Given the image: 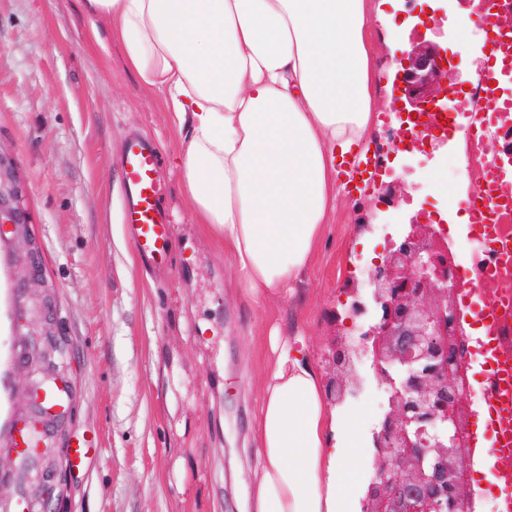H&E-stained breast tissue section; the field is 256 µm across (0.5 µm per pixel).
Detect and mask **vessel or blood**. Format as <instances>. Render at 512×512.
Segmentation results:
<instances>
[{"label":"vessel or blood","instance_id":"obj_1","mask_svg":"<svg viewBox=\"0 0 512 512\" xmlns=\"http://www.w3.org/2000/svg\"><path fill=\"white\" fill-rule=\"evenodd\" d=\"M512 66V34L497 33L489 56L488 71L498 75ZM498 93L496 86H484L482 107L475 126L489 132L495 126ZM161 155L152 144L128 139L123 148L122 178L126 197L124 221L133 230L138 253L149 261L164 262L170 252L172 226L160 204L156 175ZM377 170L374 157L363 151L352 152L344 163L347 190H357ZM458 305L465 319L476 329L471 342L479 360L487 368L476 394L483 403L474 420L476 432L484 438L476 445L477 454L494 461L495 481L491 491L498 499V512H512V299L491 301L483 288H464Z\"/></svg>","mask_w":512,"mask_h":512}]
</instances>
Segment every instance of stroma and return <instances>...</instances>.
I'll list each match as a JSON object with an SVG mask.
<instances>
[{
  "instance_id": "35a3bbf8",
  "label": "stroma",
  "mask_w": 512,
  "mask_h": 512,
  "mask_svg": "<svg viewBox=\"0 0 512 512\" xmlns=\"http://www.w3.org/2000/svg\"><path fill=\"white\" fill-rule=\"evenodd\" d=\"M391 24L367 29L379 103L363 146L384 181L400 182L398 208L364 185L346 194L326 224L302 299L242 304L224 246L198 224L180 189L175 160L184 136L160 98L142 90L117 42L101 48L82 0H0V144L13 157L28 200L27 232L0 239V505L37 497L10 449L12 426L31 413L29 390L48 362L37 341L51 325L71 390L58 428L60 452L82 447L49 512H246L257 460L251 431L261 376L272 357L268 330L300 337L322 378L345 286L364 281L389 234L418 210L440 227L460 267L480 249L459 230L475 186L466 125L428 153L394 148L400 124L385 109L397 93L395 58L426 39L448 52L458 90L480 86L485 33L456 46L454 19L467 0H366ZM444 8L443 28L426 22ZM136 134L156 143L157 178L172 243L161 265L141 257L123 222L122 151ZM458 185L439 198L436 178ZM371 222L366 232L362 223ZM41 271L29 274V249ZM385 404L367 379L346 411L369 436Z\"/></svg>"
}]
</instances>
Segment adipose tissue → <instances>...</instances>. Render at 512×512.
<instances>
[{
	"instance_id": "adipose-tissue-1",
	"label": "adipose tissue",
	"mask_w": 512,
	"mask_h": 512,
	"mask_svg": "<svg viewBox=\"0 0 512 512\" xmlns=\"http://www.w3.org/2000/svg\"><path fill=\"white\" fill-rule=\"evenodd\" d=\"M140 86L187 129L184 201L224 245L253 307L295 296L341 191L336 154L361 142L365 0H84ZM254 421L250 512H354L360 429L326 409L302 348L273 336Z\"/></svg>"
}]
</instances>
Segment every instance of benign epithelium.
I'll list each match as a JSON object with an SVG mask.
<instances>
[{
    "label": "benign epithelium",
    "instance_id": "benign-epithelium-1",
    "mask_svg": "<svg viewBox=\"0 0 512 512\" xmlns=\"http://www.w3.org/2000/svg\"><path fill=\"white\" fill-rule=\"evenodd\" d=\"M396 80L406 97L393 107L403 116L444 112L472 116L456 103L450 66L439 49L418 42L396 57ZM27 206L13 158L0 148V235L26 232ZM456 255L432 224L410 222L388 240L382 258L367 270L365 285L344 291L336 321L355 327L331 345L333 375L327 393L338 404L359 394L360 367L368 363L386 393L371 431L374 472L360 498V512H474L466 489L470 458L467 338L455 303L460 284ZM30 426L55 447L54 424L66 412L40 407L43 391L31 389ZM58 471L41 473L42 498L53 496Z\"/></svg>",
    "mask_w": 512,
    "mask_h": 512
}]
</instances>
